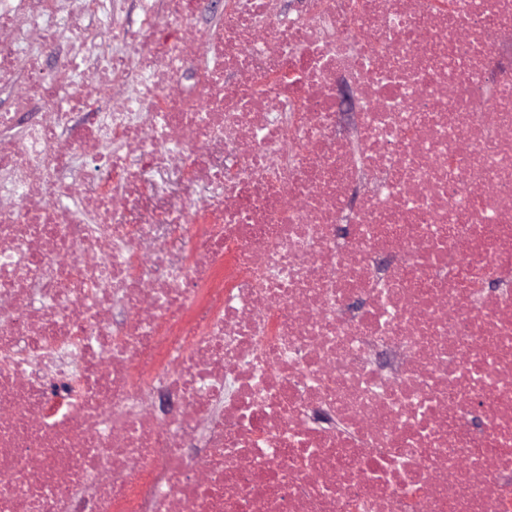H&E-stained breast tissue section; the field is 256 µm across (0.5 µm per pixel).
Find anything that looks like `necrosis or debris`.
Returning <instances> with one entry per match:
<instances>
[{"instance_id":"necrosis-or-debris-1","label":"necrosis or debris","mask_w":512,"mask_h":512,"mask_svg":"<svg viewBox=\"0 0 512 512\" xmlns=\"http://www.w3.org/2000/svg\"><path fill=\"white\" fill-rule=\"evenodd\" d=\"M117 2L0 8V512H512V0ZM155 181L158 187V201L177 202L181 198V187L184 181L182 173L167 172L162 175H157Z\"/></svg>"}]
</instances>
